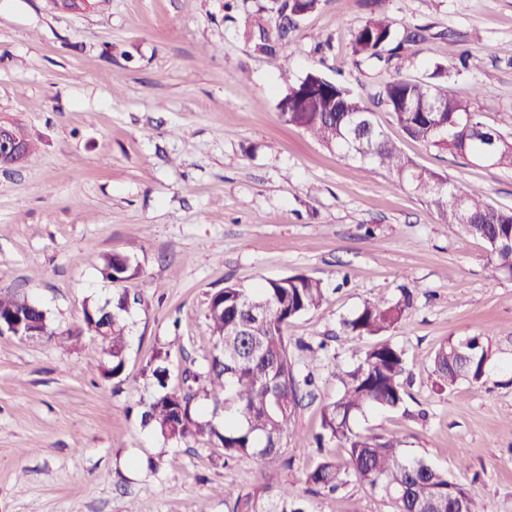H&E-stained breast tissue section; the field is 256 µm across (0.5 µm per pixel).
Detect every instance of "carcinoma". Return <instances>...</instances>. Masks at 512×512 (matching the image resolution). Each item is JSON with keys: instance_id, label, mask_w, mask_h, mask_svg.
<instances>
[{"instance_id": "1", "label": "carcinoma", "mask_w": 512, "mask_h": 512, "mask_svg": "<svg viewBox=\"0 0 512 512\" xmlns=\"http://www.w3.org/2000/svg\"><path fill=\"white\" fill-rule=\"evenodd\" d=\"M322 0H271L264 8L274 23L277 39L270 42L267 26L257 23L259 50L274 65L286 57L297 20L317 11ZM383 0H369L370 13L351 42L354 62L389 63L399 51L417 41L418 33L399 31L385 14ZM379 98L394 120L413 139L427 146L445 148L463 156L479 158L484 146L493 147L491 166L512 168V143L498 130L485 125L470 103L447 81L396 77L382 87ZM277 108L288 124L303 129L328 147L363 163L385 167L400 184L426 195L440 223L455 224L466 234L480 238L489 247L494 268L512 274V208L491 204L481 191H463L434 172L418 168L403 155L373 122L363 98L350 88L311 71L280 98ZM138 264L128 255L104 258L102 274L115 284L135 278ZM322 282L297 274L268 280L257 288L229 284L214 292L208 302L207 319L214 338L213 351L203 377L205 397L213 411H224L223 425L208 419L193 406L195 395L167 390L168 355L157 356L151 370L163 392L143 412V423L167 440L206 437L224 449V457L274 458L283 440H295L305 451L310 444L298 439L297 410L311 395L310 376H300L285 330L288 322L318 309L326 300ZM413 291L403 289L395 302H368L344 327L357 336H378L394 328L412 305ZM126 293L112 297V322L99 319V307L84 308L87 331L98 336L112 357L106 374H122L127 342ZM27 309V300L0 296V314ZM491 360L482 337L440 345L433 357L438 391L460 381L478 384L485 378ZM407 370L405 351L387 342L365 352L350 370L337 374L339 397L321 411L322 433L317 448L336 441L345 455L320 456L305 474L308 492L331 496L358 483L378 496L391 512H485L477 496L465 485L448 477L423 458L407 455L401 441L392 436L361 432L354 420L370 410L396 411L403 407L402 376ZM228 512H307L305 499L284 488L272 492L268 484L242 493L224 487Z\"/></svg>"}]
</instances>
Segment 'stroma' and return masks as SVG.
Wrapping results in <instances>:
<instances>
[{
    "mask_svg": "<svg viewBox=\"0 0 512 512\" xmlns=\"http://www.w3.org/2000/svg\"><path fill=\"white\" fill-rule=\"evenodd\" d=\"M266 0H94L70 12L53 0H0V123L20 127L35 153L0 167V294L42 305L51 328L81 326L89 302L117 287L105 256L127 254L140 273L119 378L99 337L75 345L0 335V512H227L223 487L262 484L304 494L312 458L225 461L207 439H164L143 426L157 392V352L168 387L212 413L201 371L214 340L212 293L304 274L327 300L293 319L286 336L315 388L296 427L309 439L341 389L337 372L385 341L404 349V409L359 418L469 487L486 512H512V276L487 244L438 223L427 196L288 127L277 103L308 71L350 87L384 134L418 166L512 208V168L419 143L377 97L392 77L443 66L484 123L512 141V0H385L421 39L389 65L354 63L351 40L366 0H322L302 18L280 66L251 25ZM467 54L448 56L449 41ZM414 291L408 315L381 337L341 323L365 303ZM484 337L492 358L480 384L435 392L443 342ZM307 342L316 360L298 351ZM311 512H383L358 484L309 497Z\"/></svg>",
    "mask_w": 512,
    "mask_h": 512,
    "instance_id": "1",
    "label": "stroma"
}]
</instances>
